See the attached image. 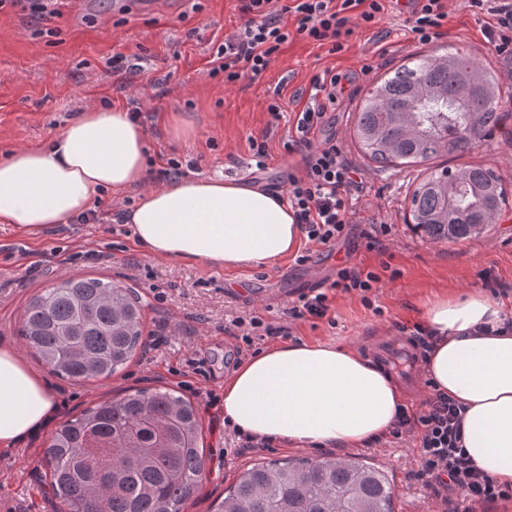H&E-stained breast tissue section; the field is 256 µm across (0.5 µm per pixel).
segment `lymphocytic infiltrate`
Masks as SVG:
<instances>
[{
  "label": "lymphocytic infiltrate",
  "mask_w": 512,
  "mask_h": 512,
  "mask_svg": "<svg viewBox=\"0 0 512 512\" xmlns=\"http://www.w3.org/2000/svg\"><path fill=\"white\" fill-rule=\"evenodd\" d=\"M241 26L215 51V73L233 85L245 74L260 75L273 54L295 38L343 52L354 28H373L384 17L388 0H238ZM474 14L494 19L486 31L493 53L512 62V0H464ZM448 20L447 0H415L408 20L414 39L427 44L440 38ZM341 74L325 72L317 90L326 103H315L297 113L294 146L304 153L301 175L287 178L286 199L309 241L330 246L350 234L354 215L349 189L358 169L332 141L316 143L327 102L335 101ZM462 408L447 395L431 392L420 414L399 409L391 433L394 438L416 434L419 445L417 479L430 487L458 492L473 503L512 497V489L499 486L478 470L466 454L461 432Z\"/></svg>",
  "instance_id": "obj_1"
}]
</instances>
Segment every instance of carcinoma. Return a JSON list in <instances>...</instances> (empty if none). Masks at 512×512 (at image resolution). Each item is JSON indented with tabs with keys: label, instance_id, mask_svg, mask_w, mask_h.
<instances>
[{
	"label": "carcinoma",
	"instance_id": "carcinoma-1",
	"mask_svg": "<svg viewBox=\"0 0 512 512\" xmlns=\"http://www.w3.org/2000/svg\"><path fill=\"white\" fill-rule=\"evenodd\" d=\"M499 97L485 65L456 53L423 56L362 99L354 136L365 156L384 165L463 155L500 128ZM506 203L492 169L445 167L413 190L411 224L430 240L458 242L482 234ZM18 336L61 378L106 379L140 347L142 306L130 288L69 277L28 302ZM44 460L61 512H180L205 469L200 417L172 389H137L66 420ZM215 512L395 510L386 472L353 456L255 463L224 489Z\"/></svg>",
	"mask_w": 512,
	"mask_h": 512
}]
</instances>
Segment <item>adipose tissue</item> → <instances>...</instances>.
<instances>
[{"instance_id":"1","label":"adipose tissue","mask_w":512,"mask_h":512,"mask_svg":"<svg viewBox=\"0 0 512 512\" xmlns=\"http://www.w3.org/2000/svg\"><path fill=\"white\" fill-rule=\"evenodd\" d=\"M146 133L126 110L87 106L47 144L0 160V223L33 234L70 223L105 192L144 191L125 213L137 243L167 260L238 269L270 264L300 243L292 209L275 192L223 175L146 186ZM499 301L481 292L438 296L424 308L433 389L465 408L473 464L512 487V332ZM403 391L384 367L347 347L297 340L243 361L224 382V419L258 440L358 448L389 431ZM57 401L38 371L0 347V447L36 435Z\"/></svg>"}]
</instances>
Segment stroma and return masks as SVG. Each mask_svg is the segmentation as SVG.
<instances>
[{"label": "stroma", "instance_id": "35a3bbf8", "mask_svg": "<svg viewBox=\"0 0 512 512\" xmlns=\"http://www.w3.org/2000/svg\"><path fill=\"white\" fill-rule=\"evenodd\" d=\"M237 5V0H161L152 8L147 0H71L54 20L57 33L51 37L33 35L20 10L0 11V157L46 144L86 105L123 108L135 94L143 100L150 186L165 185L169 159L194 158L201 174L250 176L275 192L287 173L303 167L301 152L287 150L285 143L297 112L314 92V78L332 70L349 75L350 91L328 105L319 137L341 143L361 179L352 192L355 224L349 238L330 247L310 245L309 259L302 264L290 255L271 265L223 269L154 257L132 232L113 230L110 224L115 211L135 204L134 189L116 199L101 197L99 224H60L35 236L0 224V346L33 357L16 334L26 304L75 275L133 288L145 303L147 343L123 371L106 380L77 382L42 367L58 411L37 437L0 452V512H58L45 485L44 449L67 419L129 388L168 387L199 409L206 472L181 512H211L225 488L254 463L322 457L323 449L279 442L238 448L224 424V380L236 368L242 344L225 334V326L249 316L284 323L289 301L308 289H328V316L294 321L291 339L352 345L365 354L383 338L423 324L429 298L483 289L486 271L498 285L497 300L512 308V202L482 235L452 244L431 241L407 222L412 191L441 166L493 169L512 192V137L464 155L444 154L386 170L365 158L353 137L358 104L369 86L420 52L442 54L462 43L473 49L478 62L494 65L502 79V107L512 108V81L505 79L504 66L486 43L491 17L471 13L461 0H448L443 36L421 45L409 32L410 4L399 0L375 29H355L346 52L331 55L296 40L282 46L262 77L228 87L223 77L209 74L211 48L241 24ZM119 56L125 64H139L141 74L113 72L112 60ZM368 60L377 67L365 75L361 67ZM276 94L283 114L275 122L266 107ZM174 113L193 123L191 139L170 137L167 121ZM262 135L269 141L267 167L254 172L249 140ZM376 224L390 231L381 249L370 250L365 235ZM96 252L102 261L93 260ZM384 261L395 276L372 291V307H365L357 294L331 289L337 268L356 264L376 271ZM358 453L392 478L395 512H440V498L413 477L419 465L415 441L387 434Z\"/></svg>", "mask_w": 512, "mask_h": 512}]
</instances>
